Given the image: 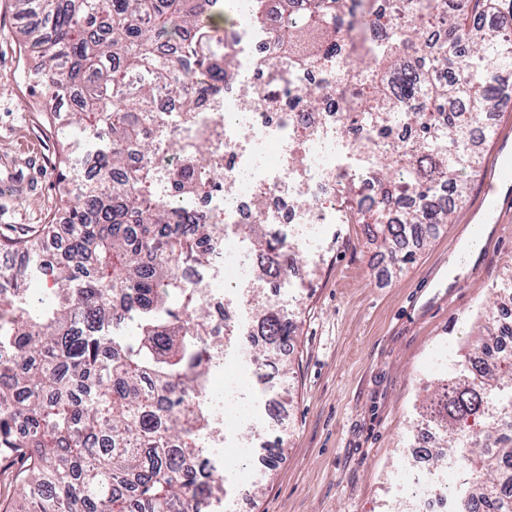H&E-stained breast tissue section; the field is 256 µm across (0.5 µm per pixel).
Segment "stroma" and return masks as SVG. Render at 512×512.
<instances>
[{
	"label": "stroma",
	"instance_id": "1",
	"mask_svg": "<svg viewBox=\"0 0 512 512\" xmlns=\"http://www.w3.org/2000/svg\"><path fill=\"white\" fill-rule=\"evenodd\" d=\"M13 0H0V227L25 230L63 219L58 191L59 146L44 122L57 102L27 80L30 58L16 39ZM507 96L489 120L497 136L478 142L482 169L494 166L495 140L512 146V69L500 72ZM482 183L472 178L451 223L415 249L416 260L397 270L392 253L372 244L365 227L335 206L315 248L298 253V282L280 281L274 300L297 325L279 354L290 368L289 396L281 404L258 393L253 363L236 345L224 347V367L251 391L246 415L225 416L216 428L229 452L216 472L230 494L216 512H396L400 467L419 429L426 387L446 375L471 318L495 299L512 263V196L504 221L492 225L472 264L448 271V250L466 251L465 238L482 207ZM16 268L33 299L49 297L51 279L23 252L0 250V265ZM250 455L233 448L241 425ZM284 436L275 467L259 465L265 446Z\"/></svg>",
	"mask_w": 512,
	"mask_h": 512
}]
</instances>
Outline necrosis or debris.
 <instances>
[{
	"label": "necrosis or debris",
	"mask_w": 512,
	"mask_h": 512,
	"mask_svg": "<svg viewBox=\"0 0 512 512\" xmlns=\"http://www.w3.org/2000/svg\"><path fill=\"white\" fill-rule=\"evenodd\" d=\"M218 7L232 20L226 40L236 46L248 41V58L238 62V78L225 83L223 92L206 100L195 114L196 126L218 131L224 168L217 192L189 197L185 205L194 210L199 223L215 217L223 224L224 235L211 251V266L217 276L230 273L239 283L251 278L258 257L237 235L238 226L283 225L291 246L310 244L326 214L298 206L296 197H334V177L352 172L343 162L351 148L337 133L335 113L326 107H314L315 124L310 127L288 106H263L271 73L287 67L272 24L257 21L252 0H218ZM447 484V474L433 466L431 449H411L402 512H456Z\"/></svg>",
	"instance_id": "obj_1"
}]
</instances>
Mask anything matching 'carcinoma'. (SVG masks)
Wrapping results in <instances>:
<instances>
[{"label":"carcinoma","mask_w":512,"mask_h":512,"mask_svg":"<svg viewBox=\"0 0 512 512\" xmlns=\"http://www.w3.org/2000/svg\"><path fill=\"white\" fill-rule=\"evenodd\" d=\"M213 0H14L16 14L37 10L43 26L18 35L33 65L28 76L61 100L66 122L59 163L80 135L101 177L60 186L65 224L24 233L0 229V247L39 260L54 295L27 298L0 271V460L18 461L9 512H203L224 495L223 479L198 477L212 432L207 380L235 332L211 334L197 283L181 269L208 264L222 224L187 230L190 215L154 194L152 161L168 142L148 124L159 97L179 103L190 122L205 94L235 75L222 35L230 20ZM446 0H279L274 33L295 70L336 73V111L355 112L370 135L393 125L416 130L380 146L378 163L358 164L388 200L409 196L413 210L393 220L384 205L356 209L372 241L386 248L424 242L463 203L480 160L469 125L496 112L497 73L512 68V0H468L444 37L424 27L445 17ZM448 113V130L440 113ZM176 189L184 196L215 186V133L187 144ZM244 233L265 255L260 276H286L283 237L265 224ZM264 337L261 366L275 365L292 321L263 300L250 303ZM500 332L496 308L477 318L475 340L430 388L419 416L477 480L458 492L456 512H512L500 491L512 461V362L472 354Z\"/></svg>","instance_id":"carcinoma-1"}]
</instances>
